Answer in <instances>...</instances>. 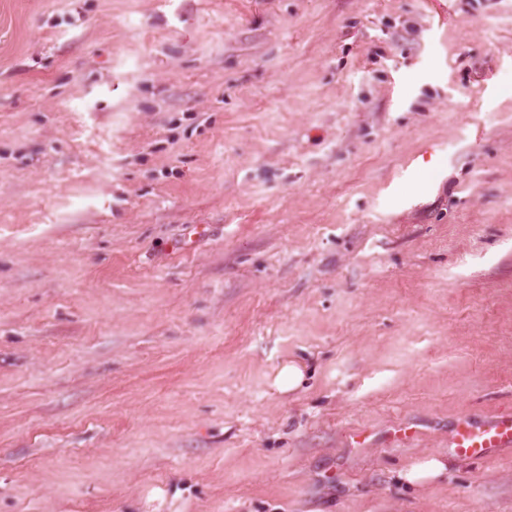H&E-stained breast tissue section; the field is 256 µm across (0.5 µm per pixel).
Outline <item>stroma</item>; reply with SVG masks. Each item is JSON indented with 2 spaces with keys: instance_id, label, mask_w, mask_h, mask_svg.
Listing matches in <instances>:
<instances>
[{
  "instance_id": "obj_1",
  "label": "stroma",
  "mask_w": 512,
  "mask_h": 512,
  "mask_svg": "<svg viewBox=\"0 0 512 512\" xmlns=\"http://www.w3.org/2000/svg\"><path fill=\"white\" fill-rule=\"evenodd\" d=\"M503 411L512 0H0V512H512L395 477ZM303 378V369L297 363L289 362L281 368L275 387L280 392L292 391L301 384Z\"/></svg>"
}]
</instances>
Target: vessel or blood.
<instances>
[{
	"label": "vessel or blood",
	"mask_w": 512,
	"mask_h": 512,
	"mask_svg": "<svg viewBox=\"0 0 512 512\" xmlns=\"http://www.w3.org/2000/svg\"><path fill=\"white\" fill-rule=\"evenodd\" d=\"M512 445V414L484 423L461 420L448 439V448L465 457L486 458L496 449Z\"/></svg>",
	"instance_id": "vessel-or-blood-1"
}]
</instances>
